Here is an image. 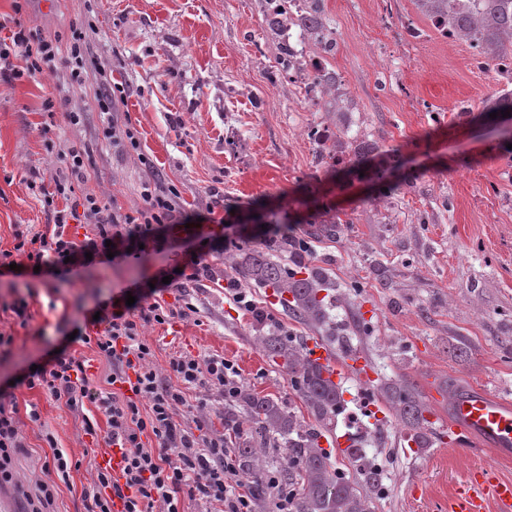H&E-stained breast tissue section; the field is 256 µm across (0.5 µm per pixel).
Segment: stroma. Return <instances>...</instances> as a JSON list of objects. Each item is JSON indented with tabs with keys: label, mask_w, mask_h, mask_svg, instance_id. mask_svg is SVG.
Here are the masks:
<instances>
[{
	"label": "stroma",
	"mask_w": 512,
	"mask_h": 512,
	"mask_svg": "<svg viewBox=\"0 0 512 512\" xmlns=\"http://www.w3.org/2000/svg\"><path fill=\"white\" fill-rule=\"evenodd\" d=\"M0 0V35L13 18L56 42L57 68L35 77L0 81V252L13 250L20 232L44 230L47 208L36 184L64 168L63 152L83 151L87 189L112 195L123 211L142 207L145 183L160 176L185 217H207L255 227L280 224L310 241L305 263L326 270L328 299L339 339L331 349H356L387 375L413 381L426 397L433 427L448 420L452 400L478 390L512 398V120L482 112L488 76L472 72L464 42L433 39L385 56L382 0H322L328 29L337 32L325 63L340 73L354 111L336 109L335 96L307 105L300 84L275 82L281 43L269 34L266 0ZM82 33L86 72L70 80L74 33ZM111 71L123 97L114 113L101 111V71ZM475 112L463 116L457 99ZM53 99V112L43 110ZM81 115L71 124L67 113ZM130 123L134 141L113 143V122ZM340 131L339 145L321 146L311 130ZM359 164L337 162V154ZM394 193H386L388 185ZM199 253L208 266L189 294L156 290L165 308L191 297L195 313L146 323L153 365L172 377L180 355H221L242 383L269 394L299 418L308 412L287 374L256 343L259 332L314 337L272 289L246 287L255 313L239 309L225 290L232 277L227 254L196 240L178 243L157 230L139 258L93 264L78 273L34 272L18 256L0 275V402L12 407L21 447L12 459L13 482L0 485V512H28L53 466L54 448L74 466L59 483L50 512H85L103 438L85 422L105 425L93 404L74 410L39 387H28L32 367L49 366L68 347L84 362L93 388L106 389L109 363L95 344L71 341L86 326L84 312L119 297L126 285L152 283L154 274ZM27 306L17 318L12 303ZM344 411L327 442L370 441L387 478L374 512H447L448 498L467 473L493 461L512 479V456L495 460L470 448L409 445L391 411L365 415V389L343 381Z\"/></svg>",
	"instance_id": "35a3bbf8"
}]
</instances>
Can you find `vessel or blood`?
Instances as JSON below:
<instances>
[{"label": "vessel or blood", "instance_id": "vessel-or-blood-1", "mask_svg": "<svg viewBox=\"0 0 512 512\" xmlns=\"http://www.w3.org/2000/svg\"><path fill=\"white\" fill-rule=\"evenodd\" d=\"M308 351L312 360L324 366L331 381L348 376L371 384V370L363 358L339 360L316 341L309 342ZM448 434L458 446H468L470 439L477 436L487 441L495 453L512 452V401L480 391L458 396L452 403ZM489 498L496 503L498 512H512V480L501 478L495 468L484 465L471 471L448 512H485Z\"/></svg>", "mask_w": 512, "mask_h": 512}]
</instances>
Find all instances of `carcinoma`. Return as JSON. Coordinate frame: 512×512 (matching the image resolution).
<instances>
[{
  "label": "carcinoma",
  "instance_id": "obj_1",
  "mask_svg": "<svg viewBox=\"0 0 512 512\" xmlns=\"http://www.w3.org/2000/svg\"><path fill=\"white\" fill-rule=\"evenodd\" d=\"M305 20L308 33L323 31L325 23L320 0H308ZM456 0H416L421 11L432 18L454 11L458 38L473 37L485 41L488 52H512V0H474L454 6ZM273 247L244 248L232 261V270L240 281L261 288H273L283 304L297 319L316 330L329 329L330 303L320 296L330 284L309 265L285 266L271 256ZM256 341L272 360L288 374L302 398L312 421L299 419L281 401L271 395L260 396L241 388L236 400L247 414L225 417L228 425L239 430L248 426L250 438L236 448L241 470L254 479V500L258 512H271V485L288 490L291 512H374V502L387 477L362 447L347 450L353 472L339 470L329 451L321 445L324 432L335 422L344 406L341 385L324 377V368L309 358L305 343L271 331L256 336ZM379 390L403 425L406 434L420 447L431 443L429 404L417 386L407 379L385 378ZM288 448V465L279 464L266 453L269 443Z\"/></svg>",
  "mask_w": 512,
  "mask_h": 512
}]
</instances>
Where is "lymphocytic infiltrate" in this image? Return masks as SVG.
<instances>
[{"instance_id": "obj_1", "label": "lymphocytic infiltrate", "mask_w": 512, "mask_h": 512, "mask_svg": "<svg viewBox=\"0 0 512 512\" xmlns=\"http://www.w3.org/2000/svg\"><path fill=\"white\" fill-rule=\"evenodd\" d=\"M56 44L33 37L23 24H16L9 41H0V78L36 76L54 68ZM66 176L51 178L54 194L62 196L64 208H51L45 231L18 234L16 251L47 273L86 265L88 258L115 262L129 259L132 251L151 236L155 225L180 223L172 199L165 193L145 189L143 209L122 212L111 197L90 191L76 193L86 183L88 171L81 150L69 148L64 155ZM86 225L82 239L69 233L70 222ZM110 315L99 316L102 328L95 345L111 365L108 390L91 388L83 364L60 353L51 368L36 372L30 387L47 391L73 409L91 402L105 417V441L118 449L123 464L119 472L97 469L85 492L87 512H112L121 502L122 512H185L191 499L206 512H253L252 493L224 437H201L179 421V414L199 416L191 394L220 390L225 400L237 395L239 382L232 362L221 357L174 359V381L162 378L151 364L153 351L142 334L144 323L163 321L161 304L127 306L113 302ZM152 435L146 447L143 435Z\"/></svg>"}]
</instances>
